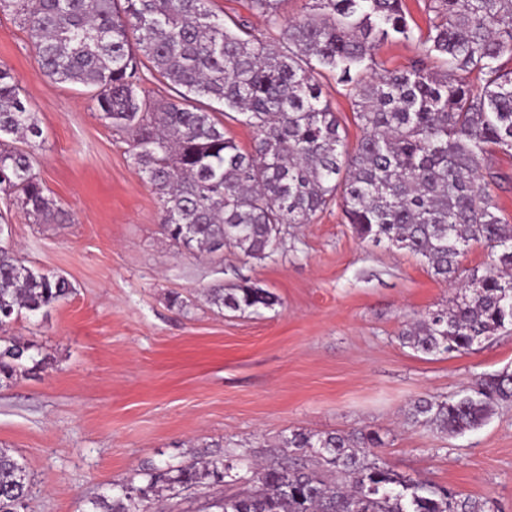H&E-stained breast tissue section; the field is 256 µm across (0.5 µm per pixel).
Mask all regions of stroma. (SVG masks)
<instances>
[{
	"label": "stroma",
	"mask_w": 512,
	"mask_h": 512,
	"mask_svg": "<svg viewBox=\"0 0 512 512\" xmlns=\"http://www.w3.org/2000/svg\"><path fill=\"white\" fill-rule=\"evenodd\" d=\"M0 65L43 131L30 151L61 210L37 224L0 193L11 229L0 244L74 287L47 315L6 329L46 358L0 380V447L33 478L26 512H87L134 473L228 448L267 461L294 431L372 429L399 472L512 512L511 404L461 436L406 417L419 398L512 371L510 334L452 355L400 342L405 323L448 301L452 282L408 252L359 239L336 207L284 225L264 261L228 251L218 263L178 249L127 135L104 124L85 88L44 76L27 32L3 12ZM488 164L498 214L512 224V155ZM242 277L276 303L234 312L209 302L208 288ZM175 294L181 305H171Z\"/></svg>",
	"instance_id": "obj_1"
}]
</instances>
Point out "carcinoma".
Returning <instances> with one entry per match:
<instances>
[{"mask_svg": "<svg viewBox=\"0 0 512 512\" xmlns=\"http://www.w3.org/2000/svg\"><path fill=\"white\" fill-rule=\"evenodd\" d=\"M208 0H0L23 21L41 72L93 93L100 119L131 137L133 164L158 196L168 237L189 252L221 259L224 249L272 257L285 224H308L336 206L362 240L422 258L431 273L460 285L448 305L405 325L402 344L425 354L463 353L512 330V224L497 215L485 161L512 154V0H426V28L410 25L403 0H309L283 21L282 0H248L266 32L228 25ZM389 40L418 43L404 70L378 60ZM180 99L142 95L140 57ZM329 72L350 100L362 135L349 149L318 77ZM252 127L250 152L226 135L215 113ZM42 130L19 81L0 68V190L15 193L39 223L61 214L45 195L29 144ZM473 243L491 263L462 266ZM475 283L472 288L469 283ZM72 292L59 275L24 264L0 246V328L44 314ZM231 311L274 304L242 281L208 289ZM34 344L0 336V376L34 359ZM512 403V373L481 376L451 398L420 399L413 422L458 436ZM372 430L294 432L292 453L251 468L244 486L211 502L216 512H492L379 457ZM241 456L148 468L87 512H164L162 490L241 482ZM31 475L0 448V512L25 508Z\"/></svg>", "mask_w": 512, "mask_h": 512, "instance_id": "cac0c4a2", "label": "carcinoma"}]
</instances>
